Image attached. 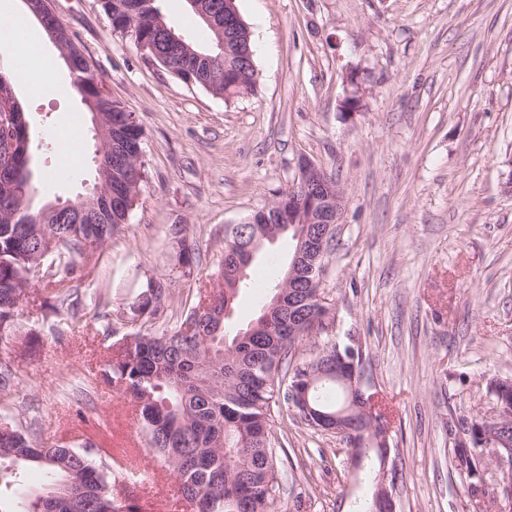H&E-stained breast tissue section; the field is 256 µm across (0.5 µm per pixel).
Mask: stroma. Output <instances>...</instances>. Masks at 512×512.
Instances as JSON below:
<instances>
[{"label": "stroma", "instance_id": "obj_1", "mask_svg": "<svg viewBox=\"0 0 512 512\" xmlns=\"http://www.w3.org/2000/svg\"><path fill=\"white\" fill-rule=\"evenodd\" d=\"M112 98L142 126L146 180L99 275L75 282V302L40 309L31 281L26 334L0 343L17 369L0 415L19 416L42 441L120 456L134 444L152 464L128 401L89 371L110 357L101 332L149 278L169 274L173 224L199 248L198 284L215 280L224 227L291 185L308 158L343 189L336 247L322 290L334 321L317 345L359 342L371 385L392 412L396 512H498L500 468L486 458L471 494L454 467L451 418L486 416L487 379H512V0H236L254 44L252 94L224 100L146 61L115 32L98 0H52ZM30 121L43 202L77 199L96 178L92 115L75 92L49 94L15 73ZM358 94L361 106L346 109ZM79 121L80 172L53 178L47 133ZM288 238L250 270L231 322L246 326L287 265ZM286 492L280 512H363L364 478L339 436L317 433L273 405Z\"/></svg>", "mask_w": 512, "mask_h": 512}]
</instances>
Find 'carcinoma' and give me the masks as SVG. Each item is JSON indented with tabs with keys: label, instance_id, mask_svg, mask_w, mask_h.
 <instances>
[{
	"label": "carcinoma",
	"instance_id": "obj_1",
	"mask_svg": "<svg viewBox=\"0 0 512 512\" xmlns=\"http://www.w3.org/2000/svg\"><path fill=\"white\" fill-rule=\"evenodd\" d=\"M160 0H100V7L115 30H130L135 48L145 58L157 48L181 65L182 78L196 71L215 73L217 82L200 87L217 98L247 95L256 86V72L232 69L224 72V28L205 22L192 3L188 9L203 23L208 40L188 39L175 44L159 5ZM81 99L92 113L112 118L126 112L112 98L99 95L95 81L82 82ZM13 126L0 136L13 142L9 157H0V341L20 331V306L29 296L31 274L50 262L54 270L43 279L41 306L56 312L72 296L71 283L90 276L95 256L127 223L132 208L108 211L93 201H77L81 223L69 218L43 216L26 207L14 194L16 181L30 176L33 149L28 119L21 104ZM104 168L110 184L135 202L141 180L112 164V155H132L143 170V130L128 125L109 131ZM298 225L286 232L278 224H236L224 232V257L218 272L220 283L197 289L196 299L179 321L160 336L137 331L112 340V358L98 372L103 383L125 396L135 408V419L147 450L163 458L175 475L178 492L193 512H277L283 491L275 464V439L271 434L272 405H293L292 385L313 379L321 366L336 359V345L299 353L317 326L321 333L330 317L317 305L322 294L321 277L326 252L317 261L298 254ZM288 235L293 252L287 269L270 285L271 298L288 294L289 277L301 282L294 295L295 308L272 313V323L261 326L263 305L246 327L229 335L228 320L239 291L248 287V268L257 251L250 248L258 235ZM169 241L177 263L165 279H152L141 292V301L130 308L129 320L151 323L164 311L175 288L194 279L199 248L186 224L169 228ZM310 403L318 411L334 413L350 409L359 452L369 468L380 464L379 449L390 447L384 436L387 408L379 407L375 419L352 407L350 385L334 378L317 381ZM455 467L467 478L481 479L484 452L495 447L494 429L484 418L459 419L454 423ZM0 492L20 481L19 469L36 466L44 473L46 488L32 502V512H138L134 501L109 489L122 484L125 473L102 449L45 445L16 419L0 418Z\"/></svg>",
	"mask_w": 512,
	"mask_h": 512
}]
</instances>
